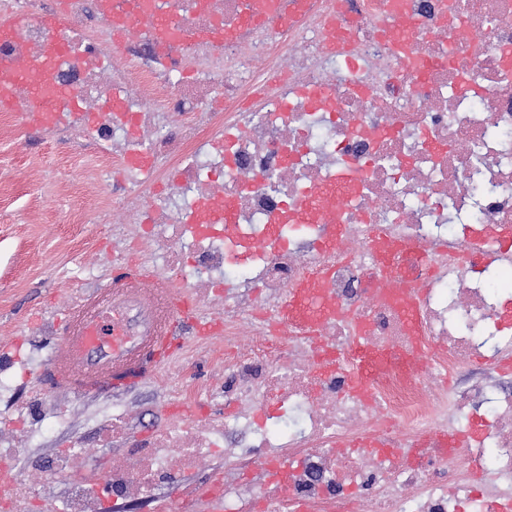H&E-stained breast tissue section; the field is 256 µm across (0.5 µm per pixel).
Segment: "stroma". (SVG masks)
I'll return each instance as SVG.
<instances>
[{
  "mask_svg": "<svg viewBox=\"0 0 512 512\" xmlns=\"http://www.w3.org/2000/svg\"><path fill=\"white\" fill-rule=\"evenodd\" d=\"M80 153L77 145L30 142L25 127L0 112V350L19 346L15 385L0 391V441L17 448H33L40 457L81 444L93 457L96 469L106 468L111 451L98 439L99 423L121 411L128 423V445L151 435L177 414L198 418L209 414L206 401L172 404L162 376L122 392L76 396L53 392L52 400L69 408V422L44 432L38 441L19 428L11 416L27 404V392L40 386L39 373L46 365L58 336L53 324L78 298L67 288L63 271L73 258L93 260L112 249L108 224H78L72 214L80 207L98 206L104 190L93 174L69 177L68 170ZM197 341L182 351L194 357L188 372L180 361L165 366V374L183 377L192 384L220 386L223 373L211 361L197 357Z\"/></svg>",
  "mask_w": 512,
  "mask_h": 512,
  "instance_id": "obj_1",
  "label": "stroma"
}]
</instances>
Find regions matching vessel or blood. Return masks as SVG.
Instances as JSON below:
<instances>
[{"label": "vessel or blood", "mask_w": 512, "mask_h": 512, "mask_svg": "<svg viewBox=\"0 0 512 512\" xmlns=\"http://www.w3.org/2000/svg\"><path fill=\"white\" fill-rule=\"evenodd\" d=\"M29 84V103L34 120L45 122L59 97L48 79L31 80L26 68L14 65L0 74V108H14L13 84ZM321 299L307 284L290 289L281 309L283 320L299 311L318 308ZM194 337L214 334L213 319L189 310V299L172 290L153 287L147 272L137 264H127L109 285L69 306L61 320V336L55 343L43 371L55 385L80 395L130 388L154 375L170 361L179 329ZM358 369L349 373L352 391L365 389L366 373L384 354L358 344Z\"/></svg>", "instance_id": "vessel-or-blood-1"}]
</instances>
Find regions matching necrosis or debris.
<instances>
[{
    "label": "necrosis or debris",
    "instance_id": "necrosis-or-debris-1",
    "mask_svg": "<svg viewBox=\"0 0 512 512\" xmlns=\"http://www.w3.org/2000/svg\"><path fill=\"white\" fill-rule=\"evenodd\" d=\"M116 12L133 31L120 41ZM157 13L176 39L146 24ZM2 23L18 33L0 38V67L26 63L63 92L37 138L78 144L106 181L122 171L78 223L111 225L113 264L136 258L223 307L226 386L222 416L173 418L101 478L78 445L22 458L0 512H27L49 478L65 484L61 512H100V484L152 503L164 486L219 493L226 512L512 501V252L499 247L512 237V0H304L280 13L262 0H0ZM216 25L229 41L201 40ZM471 254L502 286L474 276ZM301 281L332 307L319 349L303 322L273 331ZM359 335L423 372L394 361L352 392ZM470 427L476 443L431 442Z\"/></svg>",
    "mask_w": 512,
    "mask_h": 512
}]
</instances>
